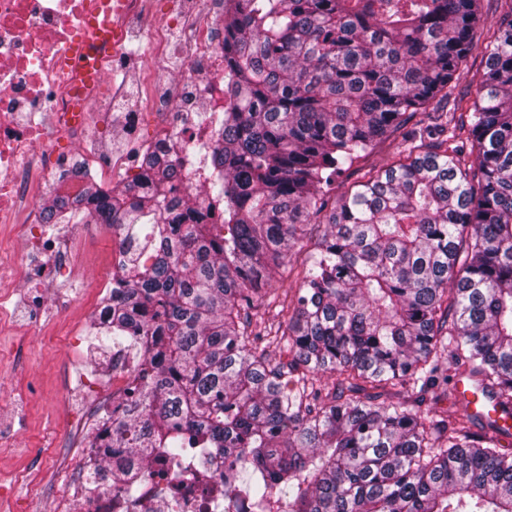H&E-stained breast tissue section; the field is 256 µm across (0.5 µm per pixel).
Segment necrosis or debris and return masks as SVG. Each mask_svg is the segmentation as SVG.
Wrapping results in <instances>:
<instances>
[{
	"instance_id": "obj_1",
	"label": "necrosis or debris",
	"mask_w": 512,
	"mask_h": 512,
	"mask_svg": "<svg viewBox=\"0 0 512 512\" xmlns=\"http://www.w3.org/2000/svg\"><path fill=\"white\" fill-rule=\"evenodd\" d=\"M105 22L116 31L108 35L101 56L66 61L69 47L91 36L88 0H0V223L16 212L29 213L24 224L0 236V279L18 259L20 244L39 241L44 229L46 201L40 190L68 168L42 125L43 113L53 117L57 135L77 132L83 118L97 107L94 81L125 73L132 45L147 42L151 59L163 76L154 94L153 112H126L121 117L117 145L109 150L79 146L87 167L117 172L139 168L143 155L169 139L183 141L177 160L182 194L196 206L208 203L202 192L206 171L201 164L204 144L224 127V0H172L168 22L148 27L145 0H107ZM182 31L184 52L172 65L168 50L174 31ZM156 134L141 137L147 119ZM112 392L102 399L89 421L99 436L112 435V409L125 395L134 360L122 348L113 349ZM69 495L56 512H224L217 495L201 497L183 468L163 457L139 474L138 494L118 493L111 468L101 466L94 448L81 449L72 471Z\"/></svg>"
}]
</instances>
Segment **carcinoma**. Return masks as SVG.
I'll use <instances>...</instances> for the list:
<instances>
[{
  "mask_svg": "<svg viewBox=\"0 0 512 512\" xmlns=\"http://www.w3.org/2000/svg\"><path fill=\"white\" fill-rule=\"evenodd\" d=\"M496 2L487 34L481 0H232L211 210L174 195L176 139L122 187L77 159L53 185L45 223L153 245L98 332L139 355L99 451L119 490L200 446L224 459V512H512V451L453 386L512 409V0ZM483 38L463 142L448 115ZM398 131V157L336 194ZM309 224L326 228L286 302L275 275Z\"/></svg>",
  "mask_w": 512,
  "mask_h": 512,
  "instance_id": "obj_1",
  "label": "carcinoma"
}]
</instances>
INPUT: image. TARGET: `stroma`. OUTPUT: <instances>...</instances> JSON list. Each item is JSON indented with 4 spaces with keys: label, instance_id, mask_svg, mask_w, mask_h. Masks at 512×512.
<instances>
[{
    "label": "stroma",
    "instance_id": "obj_1",
    "mask_svg": "<svg viewBox=\"0 0 512 512\" xmlns=\"http://www.w3.org/2000/svg\"><path fill=\"white\" fill-rule=\"evenodd\" d=\"M112 85H103L99 105L90 113L81 138L111 147L115 127ZM400 135L384 140L336 180L337 192L354 189L364 173L380 168L397 151ZM49 233L70 251V279L40 280L45 299L38 320H30L29 275L19 268L16 281L0 282L7 299L0 313V487L14 497L0 500V512H53L69 486L62 473L74 466L77 448L92 434L82 413L94 396L83 379L91 365L79 340L92 312L100 306V286L112 278V229L103 224H53Z\"/></svg>",
    "mask_w": 512,
    "mask_h": 512
}]
</instances>
